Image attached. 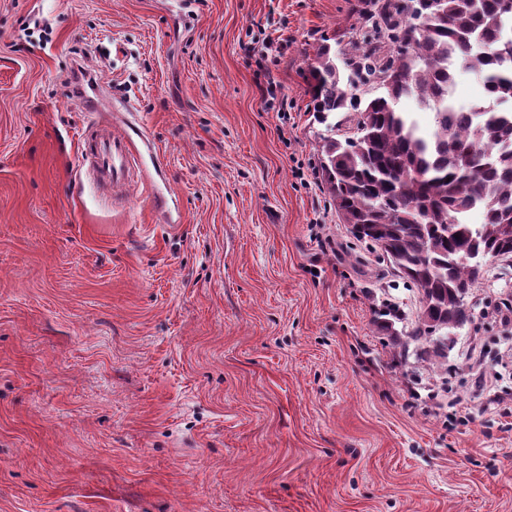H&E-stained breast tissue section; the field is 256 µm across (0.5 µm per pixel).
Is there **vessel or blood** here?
<instances>
[{"label":"vessel or blood","instance_id":"vessel-or-blood-1","mask_svg":"<svg viewBox=\"0 0 512 512\" xmlns=\"http://www.w3.org/2000/svg\"><path fill=\"white\" fill-rule=\"evenodd\" d=\"M79 99L83 111L91 119L81 140V161L88 164L96 181L122 189L130 185L134 164H141L144 180L152 185V206L164 223H171L175 202L171 196L156 190L157 177L162 170V158L136 121L121 119L122 133H112L106 122L101 121L103 110L119 112V104L104 105L97 83L89 75L73 73L67 87Z\"/></svg>","mask_w":512,"mask_h":512}]
</instances>
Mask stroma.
Here are the masks:
<instances>
[{
    "instance_id": "35a3bbf8",
    "label": "stroma",
    "mask_w": 512,
    "mask_h": 512,
    "mask_svg": "<svg viewBox=\"0 0 512 512\" xmlns=\"http://www.w3.org/2000/svg\"><path fill=\"white\" fill-rule=\"evenodd\" d=\"M357 3L0 0V512H512V260L431 366L393 339L417 288L321 176L308 67L325 44L353 75ZM77 64L164 153L179 223L81 174Z\"/></svg>"
}]
</instances>
